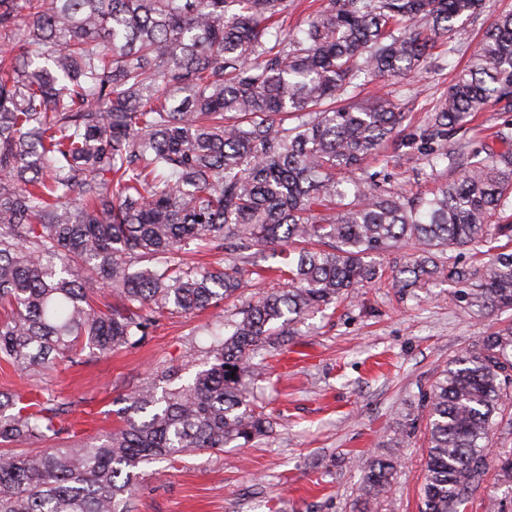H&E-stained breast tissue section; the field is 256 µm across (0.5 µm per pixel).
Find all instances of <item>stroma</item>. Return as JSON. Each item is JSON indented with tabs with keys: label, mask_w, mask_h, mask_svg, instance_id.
Returning a JSON list of instances; mask_svg holds the SVG:
<instances>
[{
	"label": "stroma",
	"mask_w": 512,
	"mask_h": 512,
	"mask_svg": "<svg viewBox=\"0 0 512 512\" xmlns=\"http://www.w3.org/2000/svg\"><path fill=\"white\" fill-rule=\"evenodd\" d=\"M508 11L512 0H483L464 38L437 43L422 72L396 88L394 100L407 115L399 138L419 132L488 25ZM369 170L394 191L425 193L439 184L415 146L387 149ZM288 253L273 246L248 256L247 288L218 308L164 313L145 342L60 366L50 383L85 437L119 426L117 412L135 388L190 381L209 360L205 326L234 318L262 293L285 287ZM412 257L409 249L386 253L383 282L306 319L284 354L262 356L265 375L254 394L272 417L269 434L242 448L230 444L172 464L143 465L132 512H362L359 485L368 462L389 454L392 439L405 430L410 436L398 451L380 512H419L426 452L422 398L462 350L512 323V310L466 308L458 300L459 283L449 279L403 293L390 288L389 278ZM492 500L496 512H512V487L501 484L493 469L469 494L463 512H486Z\"/></svg>",
	"instance_id": "35a3bbf8"
}]
</instances>
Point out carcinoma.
I'll return each mask as SVG.
<instances>
[{"instance_id": "carcinoma-1", "label": "carcinoma", "mask_w": 512, "mask_h": 512, "mask_svg": "<svg viewBox=\"0 0 512 512\" xmlns=\"http://www.w3.org/2000/svg\"><path fill=\"white\" fill-rule=\"evenodd\" d=\"M289 0H0V361L43 377L144 341L166 310L217 306L245 287L224 252L296 247L287 287L219 322L192 382L124 398L122 425L78 440L49 395L0 397V512H129L140 465L272 429L253 401L261 351L280 352L310 313L382 278L371 257L410 246L391 286L424 275L463 284L471 307L512 309V151L448 138L489 108L512 112V11L485 31L425 119L430 195L382 189L367 161L404 115L355 80L416 70L481 0H319L295 36L271 30ZM507 237L500 243V237ZM482 248L479 269L448 252ZM512 324L462 353L422 408L428 453L420 512H458L512 406ZM397 453L360 482L365 512L391 485Z\"/></svg>"}]
</instances>
